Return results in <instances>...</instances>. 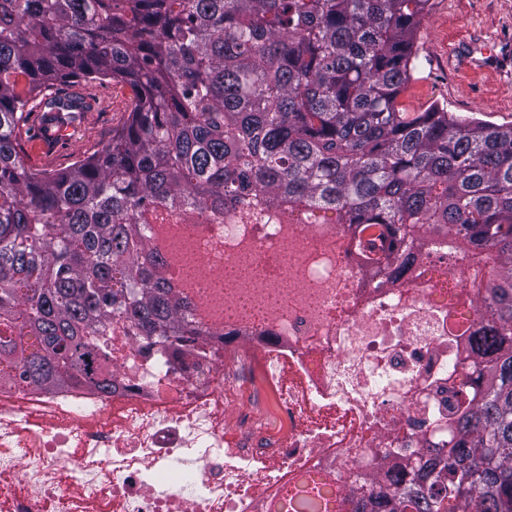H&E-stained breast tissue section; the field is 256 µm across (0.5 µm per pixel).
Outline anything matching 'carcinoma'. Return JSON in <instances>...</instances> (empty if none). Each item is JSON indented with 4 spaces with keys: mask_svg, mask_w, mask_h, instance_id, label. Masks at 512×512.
I'll return each mask as SVG.
<instances>
[{
    "mask_svg": "<svg viewBox=\"0 0 512 512\" xmlns=\"http://www.w3.org/2000/svg\"><path fill=\"white\" fill-rule=\"evenodd\" d=\"M431 0H0V375L111 388L97 337L121 323L164 351L210 335L182 224L255 220L286 202L310 224L380 228L373 258L412 275L451 237L498 259L473 289L492 318L470 338L448 435L348 488L351 512H512V125L400 97ZM72 80L131 91L100 149L26 161L34 132L79 123Z\"/></svg>",
    "mask_w": 512,
    "mask_h": 512,
    "instance_id": "obj_1",
    "label": "carcinoma"
}]
</instances>
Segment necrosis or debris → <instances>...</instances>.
I'll list each match as a JSON object with an SVG mask.
<instances>
[{"mask_svg":"<svg viewBox=\"0 0 512 512\" xmlns=\"http://www.w3.org/2000/svg\"><path fill=\"white\" fill-rule=\"evenodd\" d=\"M183 234L200 282L261 269L254 315L225 304L208 350L175 357L113 326L108 392L0 382V512H279L313 479L350 512L345 485L376 481L383 449L414 450L446 420L486 322L471 278L490 280L494 255L426 250L419 275L392 280L345 224L229 213Z\"/></svg>","mask_w":512,"mask_h":512,"instance_id":"necrosis-or-debris-1","label":"necrosis or debris"}]
</instances>
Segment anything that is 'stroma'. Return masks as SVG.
<instances>
[{"label": "stroma", "mask_w": 512, "mask_h": 512, "mask_svg": "<svg viewBox=\"0 0 512 512\" xmlns=\"http://www.w3.org/2000/svg\"><path fill=\"white\" fill-rule=\"evenodd\" d=\"M415 47L416 70L403 103L417 110L439 103L461 117L512 124V0H432ZM65 90L97 93L106 107L86 113L54 161L34 158L33 167L63 168L107 143L130 96L128 88L110 82H75Z\"/></svg>", "instance_id": "obj_1"}]
</instances>
